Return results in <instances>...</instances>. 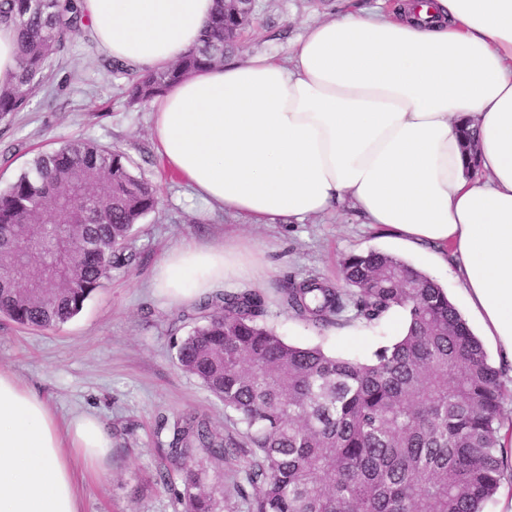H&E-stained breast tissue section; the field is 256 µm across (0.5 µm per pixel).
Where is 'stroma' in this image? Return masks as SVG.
<instances>
[{
	"label": "stroma",
	"mask_w": 512,
	"mask_h": 512,
	"mask_svg": "<svg viewBox=\"0 0 512 512\" xmlns=\"http://www.w3.org/2000/svg\"><path fill=\"white\" fill-rule=\"evenodd\" d=\"M374 2L256 0L259 22L242 33L234 57L282 58L307 23L335 7L358 12ZM107 59L88 30H81L52 63L30 104L0 123V191L39 152L82 139L126 153L135 172L156 185L159 207L137 226L136 261L114 271L69 322L42 330L0 316V368L14 373L60 421L90 412L111 433L106 471L83 486L81 512H183L176 490L156 479L169 465L161 449L162 419L194 410L219 431L236 426L223 404L174 359V341L189 334L200 310L198 303L170 302L157 294L153 281L169 249L184 242L238 244L251 256L252 275L225 280L224 288L261 293L267 323L289 343L317 345L359 361L400 336L401 311L375 325L346 320L318 330L280 306V290L309 277L342 287V259L375 249L405 257L424 271L446 288L459 311H466L467 303L446 267L427 254H404L389 234L363 223L353 210L295 224H248L238 215L207 209L165 166L151 137L149 107L127 106L129 80L109 73Z\"/></svg>",
	"instance_id": "35a3bbf8"
}]
</instances>
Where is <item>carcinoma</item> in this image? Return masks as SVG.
Returning a JSON list of instances; mask_svg holds the SVG:
<instances>
[{"mask_svg":"<svg viewBox=\"0 0 512 512\" xmlns=\"http://www.w3.org/2000/svg\"><path fill=\"white\" fill-rule=\"evenodd\" d=\"M78 0H0V24L17 35L19 71L0 86V121L26 108L69 37L81 30ZM256 21L255 5L216 0L201 38L163 70L134 74L127 104L147 106L182 78L222 65ZM159 205L124 153L71 140L35 157L0 192V315L58 328L112 271L135 260L134 226ZM346 287L316 278L282 290L285 310L316 329L352 304L374 324L393 310L404 335L368 362L290 344L265 321L256 291H226L201 305L200 322L175 359L235 415L221 434L185 411L162 420L184 512H224L198 456L243 459L234 484L247 512H482L504 480L500 372L435 280L391 254L342 261Z\"/></svg>","mask_w":512,"mask_h":512,"instance_id":"1","label":"carcinoma"}]
</instances>
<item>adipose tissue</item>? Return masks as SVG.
<instances>
[{"instance_id": "ef3b65f1", "label": "adipose tissue", "mask_w": 512, "mask_h": 512, "mask_svg": "<svg viewBox=\"0 0 512 512\" xmlns=\"http://www.w3.org/2000/svg\"><path fill=\"white\" fill-rule=\"evenodd\" d=\"M100 48L131 67L194 47L214 0H81ZM167 167L251 224L343 207L415 251L450 259L499 364L512 368V0H395L306 25L287 56L196 72L150 103ZM478 132L476 162L460 129ZM250 274L234 249L183 244L160 294L190 302ZM90 413L59 423L0 369V512H81L76 462L104 470Z\"/></svg>"}]
</instances>
